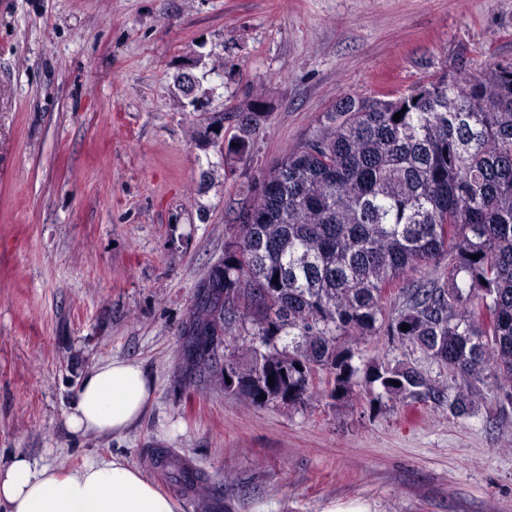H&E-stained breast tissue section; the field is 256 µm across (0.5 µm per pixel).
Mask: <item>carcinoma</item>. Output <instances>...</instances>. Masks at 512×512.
<instances>
[{
    "instance_id": "cac0c4a2",
    "label": "carcinoma",
    "mask_w": 512,
    "mask_h": 512,
    "mask_svg": "<svg viewBox=\"0 0 512 512\" xmlns=\"http://www.w3.org/2000/svg\"><path fill=\"white\" fill-rule=\"evenodd\" d=\"M263 116L246 113L231 150L246 149ZM261 178L272 191L238 216L232 249L198 284L187 359L212 365L249 321L246 359L224 357L221 380L255 407L301 406L323 373L336 400L359 397L362 382L374 404L471 418L492 389L498 409L512 408V65L345 96ZM444 258L446 274L386 306L408 271ZM374 336L445 366L451 383L408 361L355 363L352 340ZM156 456L175 480L200 481L168 451Z\"/></svg>"
}]
</instances>
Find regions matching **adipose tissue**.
<instances>
[{"mask_svg":"<svg viewBox=\"0 0 512 512\" xmlns=\"http://www.w3.org/2000/svg\"><path fill=\"white\" fill-rule=\"evenodd\" d=\"M152 391L138 363L102 361L83 377L64 425L80 436L123 435L143 416ZM0 506L5 512H176L174 500L120 456L65 471L15 455L0 465Z\"/></svg>","mask_w":512,"mask_h":512,"instance_id":"1","label":"adipose tissue"}]
</instances>
